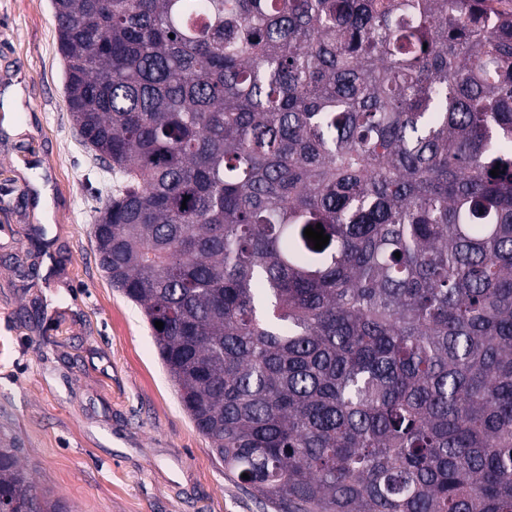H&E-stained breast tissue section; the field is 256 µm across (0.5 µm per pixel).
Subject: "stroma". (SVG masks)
Returning a JSON list of instances; mask_svg holds the SVG:
<instances>
[{"instance_id":"35a3bbf8","label":"stroma","mask_w":512,"mask_h":512,"mask_svg":"<svg viewBox=\"0 0 512 512\" xmlns=\"http://www.w3.org/2000/svg\"><path fill=\"white\" fill-rule=\"evenodd\" d=\"M14 82L21 131L0 130V448L74 512H278L225 474L139 308L99 268L94 206L113 180L74 127L52 0H0V88Z\"/></svg>"}]
</instances>
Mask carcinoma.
Masks as SVG:
<instances>
[{"instance_id":"carcinoma-1","label":"carcinoma","mask_w":512,"mask_h":512,"mask_svg":"<svg viewBox=\"0 0 512 512\" xmlns=\"http://www.w3.org/2000/svg\"><path fill=\"white\" fill-rule=\"evenodd\" d=\"M53 4L100 267L224 471L280 512H512V12ZM0 512L71 507L0 448Z\"/></svg>"}]
</instances>
